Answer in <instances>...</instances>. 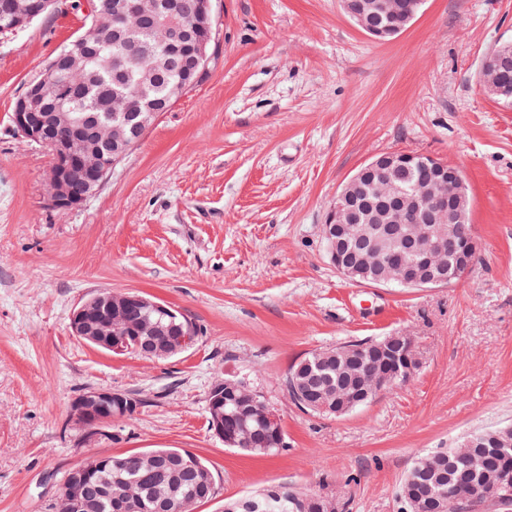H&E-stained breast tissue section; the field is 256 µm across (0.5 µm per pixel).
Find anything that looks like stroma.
<instances>
[{
	"mask_svg": "<svg viewBox=\"0 0 512 512\" xmlns=\"http://www.w3.org/2000/svg\"><path fill=\"white\" fill-rule=\"evenodd\" d=\"M213 9L206 75L71 211L51 206L52 155L14 132L10 112L86 12L0 37V512H48L87 454L151 448L208 463L217 489L196 512L277 483L342 493L344 512H401L418 455L512 426V106L479 82L485 55L512 43V0H425L386 42L338 0ZM400 151L464 173L479 257L451 285L354 283L328 260L332 199ZM105 290L172 306L197 325L194 346L153 361L77 339L74 309ZM395 332L421 357L408 382L340 418L292 403L286 374L305 354ZM237 375L278 415V453L244 455L210 431L209 392ZM94 388L138 405L87 449L72 404Z\"/></svg>",
	"mask_w": 512,
	"mask_h": 512,
	"instance_id": "stroma-1",
	"label": "stroma"
}]
</instances>
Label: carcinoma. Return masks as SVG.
Instances as JSON below:
<instances>
[{
	"label": "carcinoma",
	"mask_w": 512,
	"mask_h": 512,
	"mask_svg": "<svg viewBox=\"0 0 512 512\" xmlns=\"http://www.w3.org/2000/svg\"><path fill=\"white\" fill-rule=\"evenodd\" d=\"M82 74L71 80L73 91L61 99L62 109L77 124L90 127L112 123V98H130L129 113L148 107L160 109L170 101L171 91L181 82L177 69L163 66L165 51L154 33L130 21L121 32H110L86 54ZM495 98L512 102V62L501 66ZM391 181L409 191L426 177L418 160H401L389 172ZM375 186L367 184L356 203L358 224L368 222L377 202ZM382 248L397 253L410 263L415 255L402 237L386 238ZM388 337L355 340L362 348L354 360L336 361L328 350L314 351L296 361L287 379L301 378L308 387L303 397L288 392L301 410L317 414L316 396L326 395L328 403H340L353 390L358 373L379 374L401 353H387ZM224 438L227 446L246 455H265L281 450L271 430L258 418H245L236 407L224 404ZM84 466L91 476L73 484L63 479L52 512H68L70 497L78 494L89 512H193L195 505L215 494V479L205 462L181 448H157L121 456H89ZM512 470V429L496 428L470 436L456 448L429 452L413 462L401 484L402 512H435L442 498L456 500L459 512L503 509L487 498L475 497V488L496 480L503 470ZM235 512H337L336 496L322 492L303 493L286 483L270 486L263 493L227 501Z\"/></svg>",
	"instance_id": "obj_1"
}]
</instances>
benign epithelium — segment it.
<instances>
[{"mask_svg":"<svg viewBox=\"0 0 512 512\" xmlns=\"http://www.w3.org/2000/svg\"><path fill=\"white\" fill-rule=\"evenodd\" d=\"M423 2L383 0L382 10L397 20H410L417 16ZM56 3L57 0H0V32L14 34L27 28L37 17L52 11ZM340 3L344 13L360 30L372 37L378 35L368 23L365 7L360 0H340ZM179 10L180 5L175 0L164 3L162 12L148 6L147 0H91L87 9L90 24L82 28L74 46L60 50L46 65L42 78L26 83L14 101L11 122L17 133L28 142L47 147L53 155L54 163L49 172V201L54 208L72 210L82 205V201L72 193V185L78 177L82 178L85 195L97 193L116 166L135 147V140L126 135L124 125L119 121L104 132L70 122L58 103L47 97L45 88L56 84L59 77L81 69L86 51L99 43L103 31L129 20L140 22L145 18L150 20L160 38L167 43L169 60L185 71L183 90L192 88L209 68L211 61L209 45L215 27L212 0H196L193 17L188 23L175 18ZM511 55L512 48L509 46L488 55L480 70L483 87L494 86L499 65ZM101 140L114 145L111 155L107 156L99 149L97 143ZM386 159L385 154L374 158L343 185L331 203L322 227L331 263L342 276L353 281L357 280L359 271L346 265L339 254L340 238L348 225L356 223L352 205L356 190L370 173L385 166ZM428 160L432 168L447 174V177L436 181L425 179L418 183L409 193V205L400 210L406 216L421 214L418 221L407 225L409 237L419 246L420 270L414 272L400 261L371 253L370 259L385 264L389 270L387 277L373 281L375 285L435 288L451 283L443 256L455 248L456 239L463 229L459 214L449 207V202L463 182V174L458 167L439 158L430 156ZM465 249L460 267L466 272L479 252L477 240L470 231L466 232ZM129 304L144 305L162 316L175 317L167 305L135 291H102L74 309L72 335L88 337L115 354L131 350L139 331L112 328L115 315ZM177 329V335L171 341L173 349H184L194 343L195 329L191 322L181 323ZM213 395V417L209 428L222 440L224 419L219 407L224 402L220 390H215ZM114 403L125 412L135 407V399L120 391L91 389L75 398L73 409L84 426L85 444L93 445L112 437V432L103 428V423H109L111 419L102 420L98 414L112 410Z\"/></svg>","mask_w":512,"mask_h":512,"instance_id":"1","label":"benign epithelium"}]
</instances>
